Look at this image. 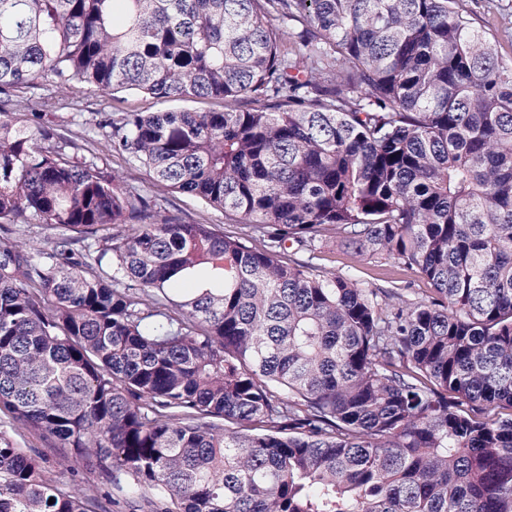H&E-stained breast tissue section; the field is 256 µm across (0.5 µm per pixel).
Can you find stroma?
Instances as JSON below:
<instances>
[{
	"label": "stroma",
	"mask_w": 512,
	"mask_h": 512,
	"mask_svg": "<svg viewBox=\"0 0 512 512\" xmlns=\"http://www.w3.org/2000/svg\"><path fill=\"white\" fill-rule=\"evenodd\" d=\"M466 6L476 27L496 35L501 57L512 61V0H466ZM7 97L15 111L38 112L45 124L65 127L76 145V155L95 156L103 171L123 174L128 187L144 192L151 188L149 171L129 164L124 155L112 152L107 144L108 132L99 128V121L112 113L164 109L204 112L222 107L216 100L186 98L162 103L143 93L112 94L85 85L78 86L74 93L62 95L48 81L31 87L19 86L8 92ZM158 199L163 214L181 221L212 224L228 233L241 230L240 225L229 223L223 210L212 208L194 196L168 190L159 193ZM316 264L327 271L353 276L366 286H385L395 281L409 286L415 295L424 294L430 288L420 275L391 262L355 256L334 240L322 245Z\"/></svg>",
	"instance_id": "stroma-1"
}]
</instances>
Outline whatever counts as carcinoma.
<instances>
[{"label": "carcinoma", "mask_w": 512, "mask_h": 512, "mask_svg": "<svg viewBox=\"0 0 512 512\" xmlns=\"http://www.w3.org/2000/svg\"><path fill=\"white\" fill-rule=\"evenodd\" d=\"M46 80L222 101L102 126L247 231L0 106V224L63 230L0 234V413L61 449L0 432V512H512V62L463 0H0V93ZM12 227L17 238L40 246L51 241L58 233L52 224H14ZM314 262L324 270L353 276L364 286H388L389 281H398L402 286L408 285L411 294L416 296L431 288L420 275L392 262L357 257L334 239L322 245ZM5 430L18 440L21 448H35L41 452L46 458V465L54 469L56 457L60 452L59 448H53L49 441L42 439L37 434L28 432L20 424L12 421L9 416L0 413V431Z\"/></svg>", "instance_id": "1"}]
</instances>
